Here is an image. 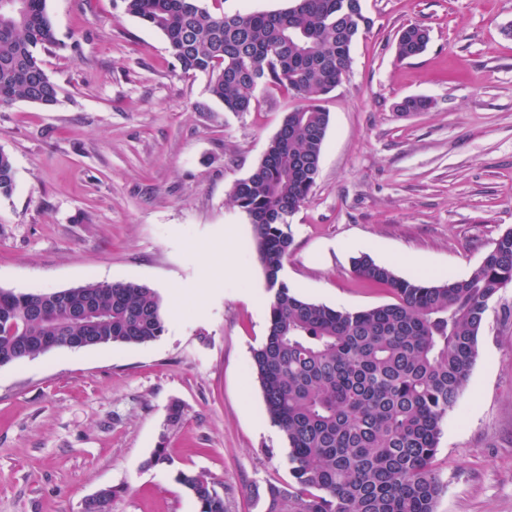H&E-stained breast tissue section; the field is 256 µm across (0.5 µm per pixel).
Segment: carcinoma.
Returning <instances> with one entry per match:
<instances>
[{
  "label": "carcinoma",
  "instance_id": "obj_1",
  "mask_svg": "<svg viewBox=\"0 0 512 512\" xmlns=\"http://www.w3.org/2000/svg\"><path fill=\"white\" fill-rule=\"evenodd\" d=\"M125 11L162 33L186 73L207 79L226 112H251L258 93L305 100L285 113L277 133L244 179L234 203L253 225L270 294L267 334L252 351L267 415L288 442L293 482L266 489L267 512H435L443 490L434 468L442 426L477 357L489 301L512 284V229L462 279L441 283L397 276L371 256L353 258L360 279L390 301L359 311L334 309L294 294L280 279L292 243L289 215L308 200L329 125L323 97L352 67V47L370 20L361 0H291L276 11L224 13L221 0H123ZM427 28L395 36L396 56L422 54ZM58 45L46 0H0V104L50 108L59 87L38 54ZM426 97H408L399 112H426ZM15 170L0 151V196ZM88 308L97 317L79 314ZM165 331L157 291L136 281H93L29 293L0 289V359L14 363L77 339L87 347L141 346ZM198 512H226L216 484L190 470L175 475ZM105 488L88 512H112Z\"/></svg>",
  "mask_w": 512,
  "mask_h": 512
}]
</instances>
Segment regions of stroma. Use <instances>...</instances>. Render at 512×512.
I'll use <instances>...</instances> for the list:
<instances>
[{"instance_id": "35a3bbf8", "label": "stroma", "mask_w": 512, "mask_h": 512, "mask_svg": "<svg viewBox=\"0 0 512 512\" xmlns=\"http://www.w3.org/2000/svg\"><path fill=\"white\" fill-rule=\"evenodd\" d=\"M362 5L371 25L323 102L319 174L281 271L298 296L347 310L389 300L354 276L360 244L402 278L461 279L512 228V0ZM47 12L59 45L39 61L57 104L0 105L15 168L0 197V289L142 282L162 299L165 332L0 367V512H81L108 487L112 512H198L179 469L217 483L227 512H266L267 486L292 476L252 370L268 292L231 192L301 100L268 92L256 111H224L121 0H47ZM409 24L430 43L401 61L394 38ZM409 96L430 110L396 112ZM175 402L184 416L171 427ZM158 447L171 466L145 468ZM436 463L435 512H512V285L488 304Z\"/></svg>"}]
</instances>
